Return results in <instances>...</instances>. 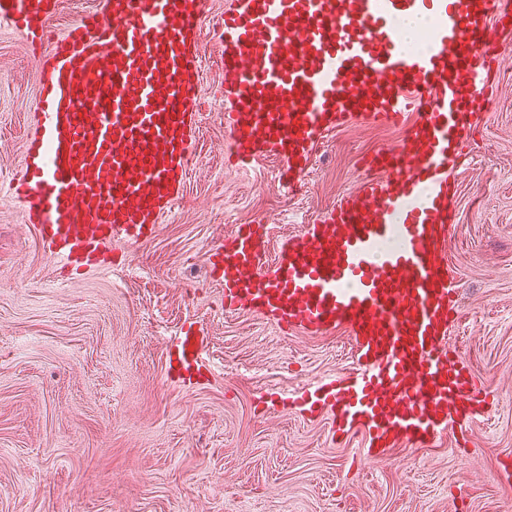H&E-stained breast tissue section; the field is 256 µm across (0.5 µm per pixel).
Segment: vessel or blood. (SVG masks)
Returning <instances> with one entry per match:
<instances>
[{
    "label": "vessel or blood",
    "mask_w": 512,
    "mask_h": 512,
    "mask_svg": "<svg viewBox=\"0 0 512 512\" xmlns=\"http://www.w3.org/2000/svg\"><path fill=\"white\" fill-rule=\"evenodd\" d=\"M208 0H100L59 35L57 0H0V22L44 50L18 173L0 182L57 270H100L118 242L154 237L179 200L192 157ZM431 16L433 39L403 50L392 20ZM224 130L238 169L267 155L280 185L301 182L318 142L349 119L402 125L398 146L315 224L267 257L263 226L214 245L224 311L258 313L283 333L347 335L353 366L296 390L327 411L337 441L363 435L379 463L474 421L482 398L448 346L459 314L448 264L455 172L493 96L503 0H228ZM186 326L168 371L209 370Z\"/></svg>",
    "instance_id": "b4317fda"
}]
</instances>
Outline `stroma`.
<instances>
[{
    "label": "stroma",
    "mask_w": 512,
    "mask_h": 512,
    "mask_svg": "<svg viewBox=\"0 0 512 512\" xmlns=\"http://www.w3.org/2000/svg\"><path fill=\"white\" fill-rule=\"evenodd\" d=\"M225 3L210 0L200 33L195 161L149 242L115 244L114 268L58 288L34 228L0 196V512H512V44L458 170L448 242L460 306L448 344L490 401L466 434L374 463L362 436L337 444L330 419L302 418L288 399L350 367L346 335H284L222 312L206 258L239 225H264L276 251L401 134L349 121L292 188L275 185L274 157L246 173L225 163ZM40 67L0 26V179L22 163ZM189 323L214 369L194 387L166 376Z\"/></svg>",
    "instance_id": "stroma-1"
}]
</instances>
